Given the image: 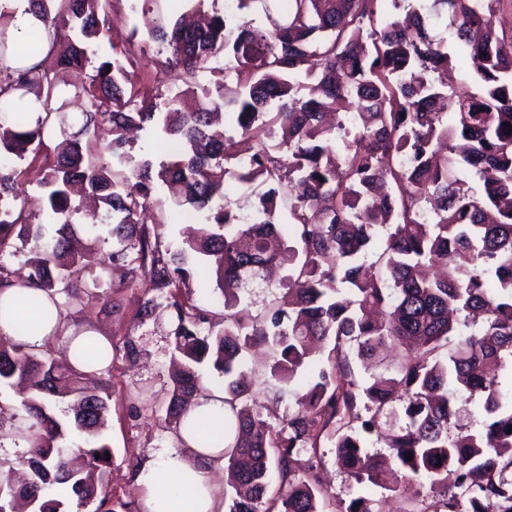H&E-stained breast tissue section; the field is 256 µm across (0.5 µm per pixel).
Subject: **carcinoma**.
<instances>
[{"label": "carcinoma", "instance_id": "obj_1", "mask_svg": "<svg viewBox=\"0 0 512 512\" xmlns=\"http://www.w3.org/2000/svg\"><path fill=\"white\" fill-rule=\"evenodd\" d=\"M143 2L153 14L149 36L168 53L164 69L185 86L174 96L158 84L137 87L129 49L93 65L112 40L107 0H28L35 22L22 46L13 9L0 4V155L10 158L0 164V283L30 290L21 330L51 318L42 295H66L56 302L63 321L81 298L80 206L71 199L79 183L110 218V279L168 300L180 369L165 422L180 427L205 369L224 376V435L232 437L224 459L236 479L225 512H323L314 450L332 422L337 464L359 485L397 491L363 450L375 422L357 412L360 401L380 412L397 400L406 422L388 438L392 457L438 491L422 512H512V400L487 371L512 365V40L495 31L504 0H391L404 18L368 30L384 0H235L231 13L217 0H185L179 15L175 0ZM434 20L447 22L450 37L433 34ZM464 51L471 71L458 91L448 69ZM88 66L74 95L90 108L73 132L57 104L58 73ZM205 70L219 78L199 82ZM226 113L231 135L213 131ZM52 117L62 140L42 182L52 213L44 223L24 215L16 186L19 163L40 152ZM146 125L159 129L169 160L131 153L126 132ZM276 127L281 143L257 138ZM90 131L128 172L89 156L82 136ZM258 180L271 187L245 222L225 202L224 184ZM159 183L178 186L181 213L202 219L177 251L140 219ZM281 210L290 237L275 248ZM380 227L377 275L367 278ZM189 252L205 257L224 295V327L205 335L206 310L182 294ZM19 253L25 277L3 260ZM272 266L288 270V288L269 322L236 320L239 294ZM259 338L271 340L270 376L282 381L304 365L310 343L333 342L331 368L277 424L251 407L243 382L244 352ZM409 343L397 376L356 381L346 348L367 358ZM108 355L91 342L77 358L93 366ZM95 376L0 336V388L19 397L7 418L0 404V429L9 425L25 442L16 461L0 465V505L21 499L27 512H71V493L98 502L96 512L128 507L106 491L110 395ZM450 383L483 400L481 428L456 424ZM273 466L281 489L265 508Z\"/></svg>", "mask_w": 512, "mask_h": 512}]
</instances>
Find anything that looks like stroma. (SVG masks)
<instances>
[{"label":"stroma","instance_id":"35a3bbf8","mask_svg":"<svg viewBox=\"0 0 512 512\" xmlns=\"http://www.w3.org/2000/svg\"><path fill=\"white\" fill-rule=\"evenodd\" d=\"M143 0H112L107 10L112 25V40L102 43L98 57L112 58L115 47L125 42L133 26L143 25ZM149 223L160 225L167 244L181 246L187 225L179 220L178 210L165 186H157L146 210ZM81 235L94 243L95 250L79 274L80 282L100 281L97 296L85 297L68 312V321L80 328H94L112 344V362L97 377L110 395L111 413L103 440L112 450L108 490L113 497L128 503L132 512H141V489L137 473L144 462L153 461L166 450L176 448L174 429L165 423V408L171 395L169 379L174 339L169 334L168 312L164 295H156L157 309L153 316H142L140 293L106 279V269L112 262V243L106 242L103 223L81 221ZM206 262L201 255L190 254L185 267L189 272L187 285L196 304L207 310L213 324L224 321V298L214 278L203 277ZM284 293L279 284L255 280L247 293L240 297L239 306L246 320L260 321L270 316ZM122 304L119 312L109 309V300ZM135 345L136 358L127 355L128 345ZM270 351L261 345L248 355L243 367L252 382L257 406L280 421L298 410L301 397L314 381L326 356L318 355L299 370L288 383L271 379L268 366ZM319 472L326 492V512H339L343 503L356 496L379 501L383 512H422L431 500L427 481L407 483L405 470H395L392 482L400 484L402 492L387 496L385 490L371 484H356L336 463V450L330 431H323L317 443Z\"/></svg>","mask_w":512,"mask_h":512}]
</instances>
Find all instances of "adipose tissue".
Here are the masks:
<instances>
[{"instance_id":"ef3b65f1","label":"adipose tissue","mask_w":512,"mask_h":512,"mask_svg":"<svg viewBox=\"0 0 512 512\" xmlns=\"http://www.w3.org/2000/svg\"><path fill=\"white\" fill-rule=\"evenodd\" d=\"M26 297V290L18 286L0 287V335L38 351L53 336L57 322L52 319L32 332L20 333ZM198 401L211 420L208 434L192 438L179 430L185 449L166 451L142 467L138 476L142 512H224V494L212 479L213 471L224 464V391L206 388Z\"/></svg>"}]
</instances>
